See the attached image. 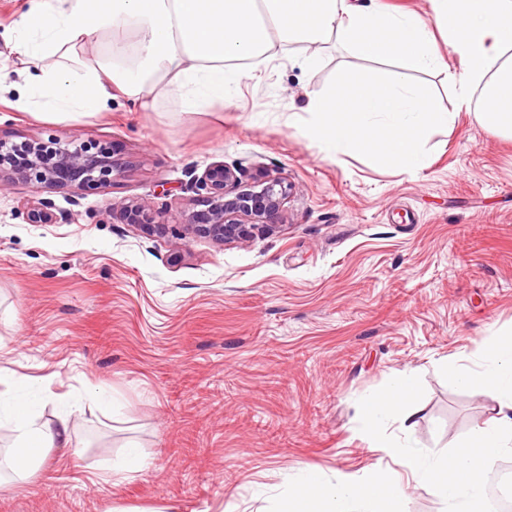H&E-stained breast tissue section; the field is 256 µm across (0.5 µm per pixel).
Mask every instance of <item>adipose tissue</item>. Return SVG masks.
<instances>
[{"mask_svg": "<svg viewBox=\"0 0 512 512\" xmlns=\"http://www.w3.org/2000/svg\"><path fill=\"white\" fill-rule=\"evenodd\" d=\"M431 16L390 10L381 0L352 9L349 0H32L16 26L15 50L31 70L19 109H107L114 92L174 93L184 110L235 97L255 60L291 44L319 51L332 38L361 58L397 61L398 71L363 78L339 74L329 91L310 103L304 136L327 157L363 153L403 170L424 167L429 134L455 115L409 72L447 70L458 108L482 92L478 120L512 136V0H429ZM131 33L110 56H91L88 44L102 30ZM443 31L460 67L449 70L433 38ZM45 394L34 383H14L0 393V426L13 435L0 454V493L33 480L50 449L68 447L75 414L96 406L77 397L53 419L37 411Z\"/></svg>", "mask_w": 512, "mask_h": 512, "instance_id": "obj_1", "label": "adipose tissue"}]
</instances>
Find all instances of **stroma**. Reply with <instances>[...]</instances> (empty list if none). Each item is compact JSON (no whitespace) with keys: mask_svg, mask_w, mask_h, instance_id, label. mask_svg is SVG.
<instances>
[{"mask_svg":"<svg viewBox=\"0 0 512 512\" xmlns=\"http://www.w3.org/2000/svg\"><path fill=\"white\" fill-rule=\"evenodd\" d=\"M28 7L0 0V136L107 141L124 171L104 195L0 190V379L35 380L46 419L70 393L111 399L75 416L71 447L0 495V512H267L302 465L331 480L391 472L358 402L402 370L425 394L394 437L436 454L495 417L492 395L439 372L477 364L512 328V138L477 120L479 100L458 110L444 73L411 74L458 113L415 172L331 159L303 137L309 91L376 68L339 40L311 62L275 48L232 102L193 112L159 90L114 92L97 117L34 115L14 105L15 19ZM217 161L286 178L284 224L219 246L108 212L137 198L179 215L190 173ZM26 199L50 200L58 223H26ZM131 445L149 470L100 483Z\"/></svg>","mask_w":512,"mask_h":512,"instance_id":"stroma-1","label":"stroma"}]
</instances>
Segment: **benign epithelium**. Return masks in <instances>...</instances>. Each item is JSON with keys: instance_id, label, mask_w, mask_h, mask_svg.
I'll return each mask as SVG.
<instances>
[{"instance_id": "obj_1", "label": "benign epithelium", "mask_w": 512, "mask_h": 512, "mask_svg": "<svg viewBox=\"0 0 512 512\" xmlns=\"http://www.w3.org/2000/svg\"><path fill=\"white\" fill-rule=\"evenodd\" d=\"M112 145L99 140L75 142L58 136L19 143L0 137V190L14 182L50 188H74L82 195L105 193L121 173L111 160ZM196 194L193 208L178 222L147 201L124 199L111 204L112 214L157 237L180 230L185 238H205L217 245L243 242L283 222L285 204L293 193L286 178L261 173L248 181L247 171L215 162L200 176L191 175ZM29 224H55L52 202H25L19 208Z\"/></svg>"}]
</instances>
